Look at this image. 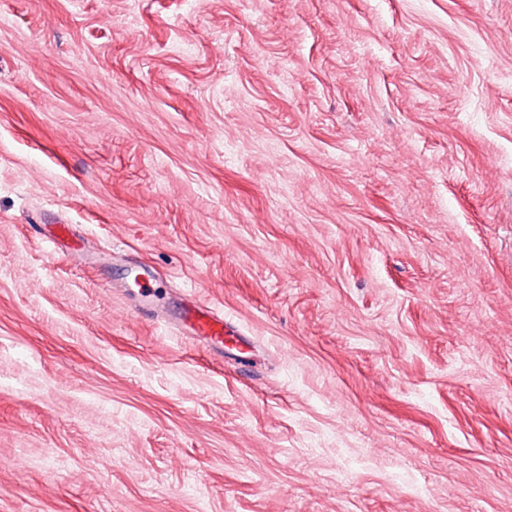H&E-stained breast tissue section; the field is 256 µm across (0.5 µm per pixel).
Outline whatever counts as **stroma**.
<instances>
[{
    "label": "stroma",
    "mask_w": 512,
    "mask_h": 512,
    "mask_svg": "<svg viewBox=\"0 0 512 512\" xmlns=\"http://www.w3.org/2000/svg\"><path fill=\"white\" fill-rule=\"evenodd\" d=\"M0 512H512V0H0ZM170 316L178 328L188 329L194 338L209 342L218 351L224 350V337L231 336L226 335L228 330L224 326V317L208 305L181 307Z\"/></svg>",
    "instance_id": "obj_1"
}]
</instances>
